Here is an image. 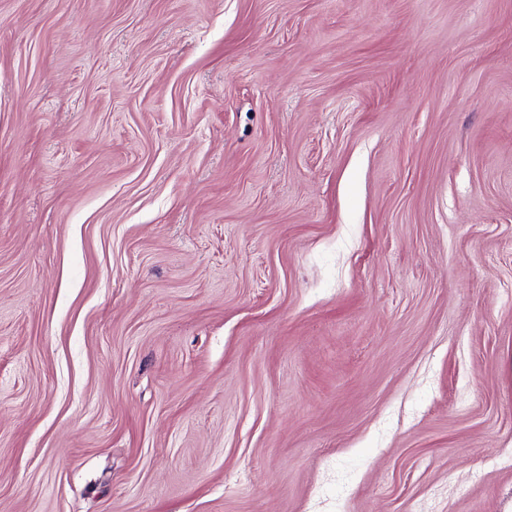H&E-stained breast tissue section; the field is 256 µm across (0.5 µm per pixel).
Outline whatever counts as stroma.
I'll list each match as a JSON object with an SVG mask.
<instances>
[{
    "instance_id": "1",
    "label": "stroma",
    "mask_w": 512,
    "mask_h": 512,
    "mask_svg": "<svg viewBox=\"0 0 512 512\" xmlns=\"http://www.w3.org/2000/svg\"><path fill=\"white\" fill-rule=\"evenodd\" d=\"M0 512H512V0H0Z\"/></svg>"
}]
</instances>
